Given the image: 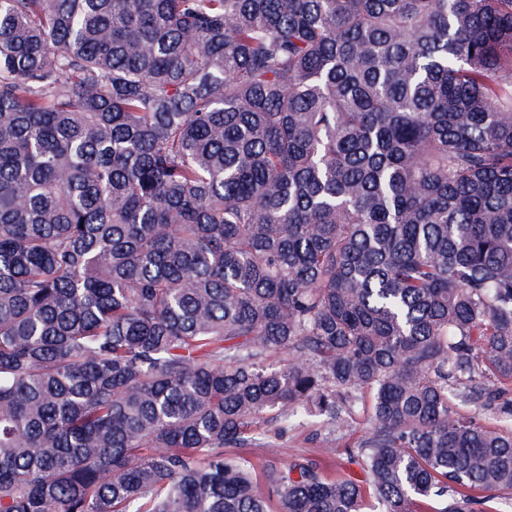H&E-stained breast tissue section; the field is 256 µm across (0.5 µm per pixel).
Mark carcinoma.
Instances as JSON below:
<instances>
[{"instance_id": "1", "label": "carcinoma", "mask_w": 512, "mask_h": 512, "mask_svg": "<svg viewBox=\"0 0 512 512\" xmlns=\"http://www.w3.org/2000/svg\"><path fill=\"white\" fill-rule=\"evenodd\" d=\"M505 382L512 0H0V512H475ZM369 434V425L367 422L366 411L360 410L356 412L352 419L349 420L347 428L343 431H336V455L332 461L336 474L360 479L361 469L352 458L355 448H347L357 441H361ZM325 432L314 419L306 417L296 419L288 424V428L278 438L280 447L277 448L278 455L273 458V461L279 467H285L299 458H320L321 448L313 438L316 433H321L323 436Z\"/></svg>"}]
</instances>
